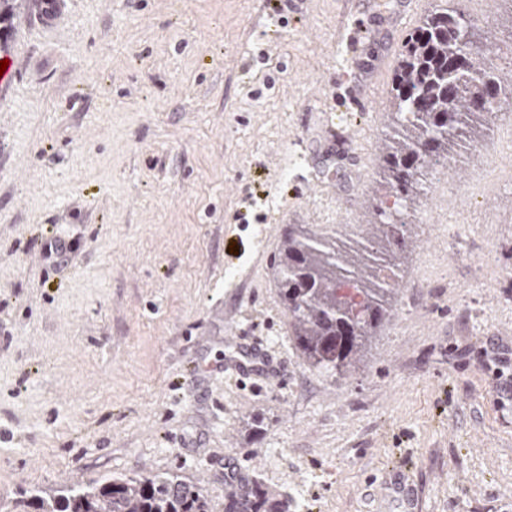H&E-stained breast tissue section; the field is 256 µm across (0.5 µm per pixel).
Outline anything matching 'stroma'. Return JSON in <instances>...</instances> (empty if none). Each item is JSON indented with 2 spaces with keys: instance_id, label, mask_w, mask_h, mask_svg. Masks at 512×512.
Instances as JSON below:
<instances>
[{
  "instance_id": "1",
  "label": "stroma",
  "mask_w": 512,
  "mask_h": 512,
  "mask_svg": "<svg viewBox=\"0 0 512 512\" xmlns=\"http://www.w3.org/2000/svg\"><path fill=\"white\" fill-rule=\"evenodd\" d=\"M32 2L0 21V512L148 474L212 512L255 483L288 512H512V171L428 179L344 376L304 364L273 278L288 225L374 221L433 0H61L52 28ZM451 5L512 79V0ZM247 346L277 373L238 380Z\"/></svg>"
}]
</instances>
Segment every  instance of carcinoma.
I'll return each mask as SVG.
<instances>
[{"mask_svg": "<svg viewBox=\"0 0 512 512\" xmlns=\"http://www.w3.org/2000/svg\"><path fill=\"white\" fill-rule=\"evenodd\" d=\"M431 13L402 45L384 133L380 185L370 207L378 219L319 233L298 224L288 230L273 273L291 321L296 349L312 368L343 374L355 367L376 329L393 311L394 291L385 272L404 252L410 205L421 194L430 166L479 144L499 112H512V82L494 73V47L477 21L444 6ZM479 51L461 68L463 26ZM493 95L497 103L473 111ZM36 512H210L208 499L178 475L109 478L54 492L37 491L15 508ZM226 512H281L256 483L231 498Z\"/></svg>", "mask_w": 512, "mask_h": 512, "instance_id": "obj_1", "label": "carcinoma"}]
</instances>
